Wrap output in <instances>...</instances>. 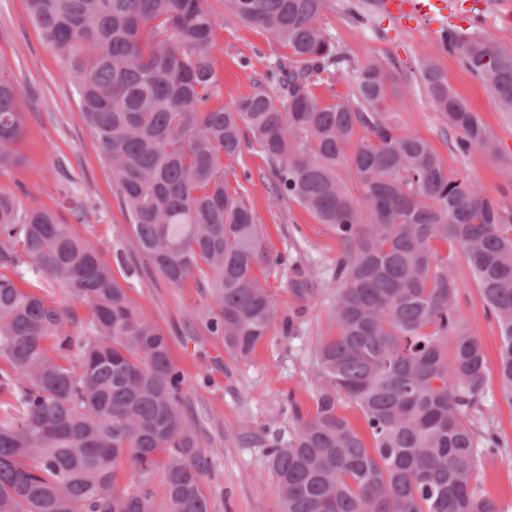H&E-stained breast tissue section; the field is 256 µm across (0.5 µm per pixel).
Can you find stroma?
Returning <instances> with one entry per match:
<instances>
[{"label": "stroma", "instance_id": "obj_1", "mask_svg": "<svg viewBox=\"0 0 512 512\" xmlns=\"http://www.w3.org/2000/svg\"><path fill=\"white\" fill-rule=\"evenodd\" d=\"M372 2L335 0L334 11L322 16V27L348 58L349 68L334 84L318 86L317 95L337 101L351 93L355 70L368 61L397 62L395 76L405 91L387 104L398 126L429 143L476 187L512 206V117L499 111L491 93L458 56L441 51L439 31L424 24L404 28L377 15ZM209 5L219 17L211 50L221 75V91L210 101L216 107L253 91L254 79L273 60L274 47L261 31L225 17L220 0H209ZM430 58L487 123L498 157L477 149L451 153L447 123L429 102L417 70ZM0 71L21 87L24 113V134L16 147L22 163L0 174V193L14 194L26 207L52 210L72 224L76 234L99 250L131 298L167 332L173 358L187 377L196 425L211 450L204 476L211 512H278L263 447L242 441L238 427L244 420L261 432L288 426L294 404L303 416L314 413L310 372L316 346L335 333L328 320L329 300L337 287L333 271L341 254L335 236L296 203H271L270 171L256 150L243 148L230 162L229 171L250 174L246 201L265 228L269 255L284 259L271 267L268 278L275 322L250 361L235 360L223 339L208 335L200 322L189 321V313L206 304L194 282L170 287L142 258L130 254L131 227L113 192L112 169L84 122L64 57L45 43L26 0H0ZM77 210L82 219H74ZM299 268L320 293L308 301L303 317L293 321L289 314L298 300L291 288ZM455 273L468 328L481 338L489 364H496L498 325L487 317L465 263H458ZM476 423L496 431L501 441L498 452L482 460V488L501 512H512V406L502 396L496 373L487 377Z\"/></svg>", "mask_w": 512, "mask_h": 512}]
</instances>
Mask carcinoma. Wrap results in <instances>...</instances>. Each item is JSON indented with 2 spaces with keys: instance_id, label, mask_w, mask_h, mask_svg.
I'll return each instance as SVG.
<instances>
[{
  "instance_id": "1",
  "label": "carcinoma",
  "mask_w": 512,
  "mask_h": 512,
  "mask_svg": "<svg viewBox=\"0 0 512 512\" xmlns=\"http://www.w3.org/2000/svg\"><path fill=\"white\" fill-rule=\"evenodd\" d=\"M27 2L112 167L133 252L173 288L195 280L208 303L194 317L232 357L252 358L275 310L259 278L271 264L263 227L224 160L256 144L272 200L336 235L337 335L317 347L315 413L292 405L293 431L264 441L279 512H498L478 470L500 442L473 414L489 362L451 267L466 261L499 326L512 405V210L395 126L396 64L366 63L352 94L327 105L314 88L346 62L320 25L333 0H221L281 50L251 93L209 107L220 78L208 0ZM442 51L512 112L511 50L450 28ZM419 72L456 132L452 151L496 157L438 64ZM21 97L0 73V174L20 163ZM360 128L370 137L356 139ZM27 279L37 285L20 287ZM55 287L88 316L54 299ZM343 396L372 443L338 413ZM187 406L164 328L98 250L54 212L0 193V512H210L209 453Z\"/></svg>"
}]
</instances>
